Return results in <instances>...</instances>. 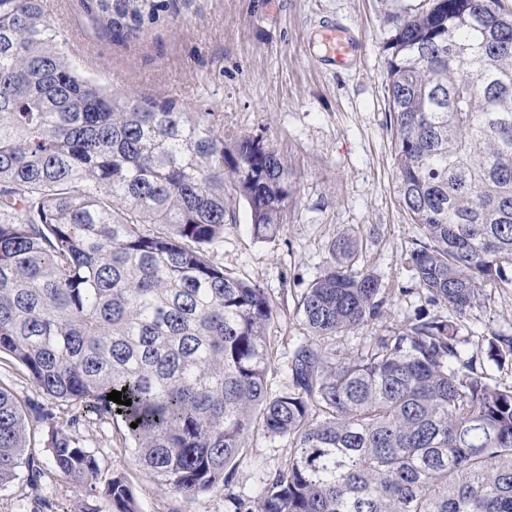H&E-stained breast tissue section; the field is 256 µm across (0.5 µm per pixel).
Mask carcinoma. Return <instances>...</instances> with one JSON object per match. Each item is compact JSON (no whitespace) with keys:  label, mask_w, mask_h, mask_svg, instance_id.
Here are the masks:
<instances>
[{"label":"carcinoma","mask_w":512,"mask_h":512,"mask_svg":"<svg viewBox=\"0 0 512 512\" xmlns=\"http://www.w3.org/2000/svg\"><path fill=\"white\" fill-rule=\"evenodd\" d=\"M91 4L117 42L170 7ZM385 47L410 260L450 316L375 332L354 356L329 350L385 304L341 235L300 296L292 387L271 396V295L207 248L238 199L253 234L273 237L291 195L284 161L261 137L227 139L211 112L107 91L72 66L43 0H0V353L44 396L120 420L142 469L187 500L228 482L259 421L294 454L256 506L230 512H512V386L457 349L481 286L512 285V13L500 0H424L395 16ZM488 346L498 364L512 357V339ZM114 390L131 405L108 400ZM77 424L52 426L45 446L95 497L100 462ZM30 439L0 387V488ZM104 496L109 512H139L119 475Z\"/></svg>","instance_id":"obj_1"}]
</instances>
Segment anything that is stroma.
I'll use <instances>...</instances> for the list:
<instances>
[{
  "mask_svg": "<svg viewBox=\"0 0 512 512\" xmlns=\"http://www.w3.org/2000/svg\"><path fill=\"white\" fill-rule=\"evenodd\" d=\"M422 0H173L158 22L138 39L117 43L97 25L88 0H43L61 39L80 38L84 52L74 66L111 89L172 97L187 111L211 112L226 135L262 136L290 172L291 195L274 236L255 237L245 206L224 227L214 258L226 271L267 288L276 304L268 335L277 359L268 374L270 393L287 391L286 364L306 334L297 303L323 272L329 245L340 234L359 243L358 265L377 274L388 296L375 328L399 327L415 312L448 316L429 301L411 268L417 235L397 201L387 101L384 45L392 18ZM355 36L352 63L331 70L314 45L322 21ZM484 303L461 325L463 355L476 356L496 381L512 382V363L489 360L486 336H512V288L483 286ZM0 386L25 411L32 439L30 464L0 489V512H81L84 486L60 475L42 443L52 425L76 407L47 399L11 356L0 354ZM120 424L81 419L77 433L101 459L99 483L122 476L141 512H228L231 499H248L268 472L293 453L288 438L255 428L237 459L228 486L188 501L160 487L125 448Z\"/></svg>",
  "mask_w": 512,
  "mask_h": 512,
  "instance_id": "35a3bbf8",
  "label": "stroma"
}]
</instances>
